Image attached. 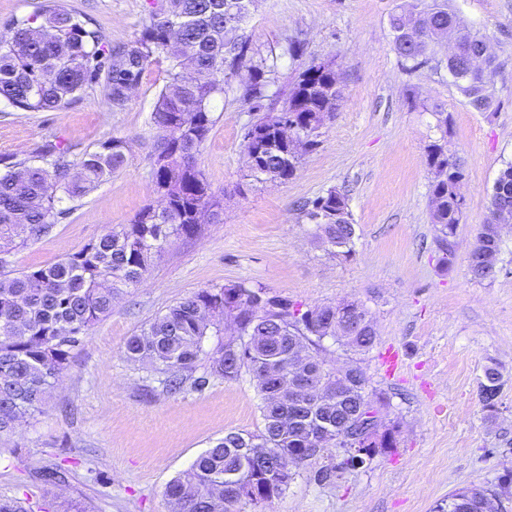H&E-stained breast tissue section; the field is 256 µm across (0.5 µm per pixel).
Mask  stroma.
<instances>
[{
	"label": "stroma",
	"instance_id": "obj_1",
	"mask_svg": "<svg viewBox=\"0 0 512 512\" xmlns=\"http://www.w3.org/2000/svg\"><path fill=\"white\" fill-rule=\"evenodd\" d=\"M417 0H257L245 33L261 56H276L270 93L294 82L311 63L331 62L340 99L318 144L304 151L285 182L254 181L246 167L245 128L252 119L227 76L229 92L213 103L214 124L197 165L222 199L199 235L171 245L148 277L128 289L90 328L51 399L12 432L0 435V496L26 499L32 512L48 501L77 498L88 512H170L167 484L224 434L259 433L263 420L250 373L227 381L211 372L222 339L210 337L195 375L167 393L162 375L128 360L124 345L155 316L201 288L248 280L304 307L350 300L374 323L367 352L325 341L329 365L358 367L370 393L384 397L383 420L396 445L341 470L325 452L290 468L271 503L241 512H447L457 490L486 489L512 475V228L502 233L500 272L491 281L468 273V255L483 224L494 183L512 161V0H453L466 25L490 39L499 68L490 111L464 102L445 69H402L388 19ZM150 0H0V33L14 20L62 6L107 43L138 37ZM302 46L292 60L282 50ZM167 63L145 71L128 105L112 110L104 83L62 108L26 112L0 103V156L21 161L44 140L71 159L109 136L130 146L126 166L82 199L63 201L48 233L16 249L18 270L45 267L97 239L108 224H127L157 197L150 156L151 113L167 85ZM448 113L451 148L461 157L467 208L452 265L441 262L430 222L433 174L427 147L439 136L425 104ZM335 188L347 194L356 226L354 254L337 257L319 241L306 202ZM396 347L403 367L387 374L381 355ZM497 367L503 387L488 412L479 386ZM64 471L44 486L40 473Z\"/></svg>",
	"mask_w": 512,
	"mask_h": 512
}]
</instances>
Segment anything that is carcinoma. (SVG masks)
<instances>
[{
  "mask_svg": "<svg viewBox=\"0 0 512 512\" xmlns=\"http://www.w3.org/2000/svg\"><path fill=\"white\" fill-rule=\"evenodd\" d=\"M254 0H153L139 36L107 46L96 30L64 8L47 9L13 23L9 43L0 42V102L29 112L55 110L77 98L106 74L107 100L122 109L124 91L138 84L158 57L168 64L169 83L151 115L157 147L151 155L153 183L161 207L149 205L128 224L110 227L96 240L56 263L17 271L12 252L47 233L63 199L78 200L105 178L122 170L128 144L113 136L74 162L52 140L39 145L27 162L0 158V434L42 411L55 383L70 364L87 331L112 312L124 289L140 283L155 261L181 238L201 231L221 201L197 167V155L213 126L212 103L224 93V75L238 77L240 98L260 113L246 128L244 150L251 176L286 181L294 176L299 152L279 137L285 114L316 144L325 117L339 98L334 64L311 63L285 92L282 108L266 109L276 64L255 62L250 39L243 33ZM392 49L404 70L445 68L466 105L477 112L493 106L490 91L498 69L486 36L468 29L449 0H432L419 11L397 7L389 17ZM459 41L453 58L437 57L435 47L445 32ZM484 64L468 68L471 59ZM438 140L427 147L431 222L438 232L442 261L455 257L457 229L466 209L460 193L463 164L450 149L448 121L437 122ZM512 209V162L496 179L488 215L468 255L472 279L484 281L497 263L501 214ZM308 216L336 255L352 257L355 225L347 198L336 189L311 202ZM354 301L304 309L247 281L201 288L157 316L142 333L125 342V354L165 375L169 391L192 377L208 337L224 333V323L240 326L212 360L211 373L228 381L242 372L258 381L264 422L258 434L231 431L196 457L189 469L165 488L171 512H241L240 505L268 503L288 485L291 475L280 460L301 454L309 460L336 445V435L353 440L363 435L359 403L368 400L366 378L353 367H326L319 348L331 338L349 351L366 352L376 340L365 323L347 331L345 321L362 318ZM322 371L327 393L313 400L292 391L300 369ZM481 397L495 411L502 377L494 368L484 373ZM365 457L377 448L396 445V428L376 422ZM231 478L235 495H224ZM512 498V478L494 488L460 489L448 496V512H504Z\"/></svg>",
  "mask_w": 512,
  "mask_h": 512,
  "instance_id": "1",
  "label": "carcinoma"
}]
</instances>
